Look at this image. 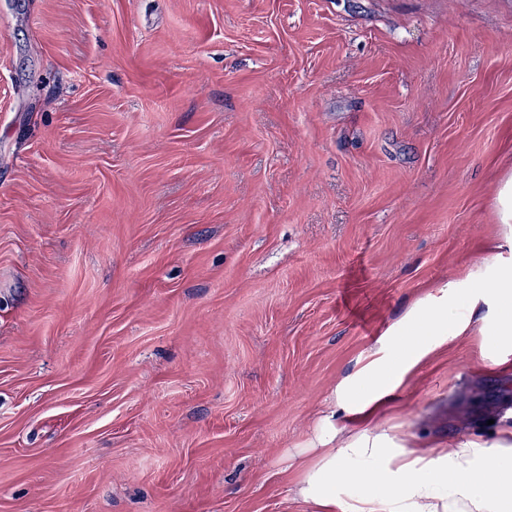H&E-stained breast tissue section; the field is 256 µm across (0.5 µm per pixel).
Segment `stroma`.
I'll list each match as a JSON object with an SVG mask.
<instances>
[{"instance_id":"stroma-1","label":"stroma","mask_w":512,"mask_h":512,"mask_svg":"<svg viewBox=\"0 0 512 512\" xmlns=\"http://www.w3.org/2000/svg\"><path fill=\"white\" fill-rule=\"evenodd\" d=\"M509 178L512 0H0V512H318L317 449L496 442L486 303L337 404L512 265ZM488 298L495 308L496 336L512 340V269H502L491 280H470L469 288L448 285V302H431L400 322L393 332L396 364L403 373L423 356V349L434 336L454 339L468 328L479 300ZM395 364V365H396ZM395 366L386 362L372 360L363 370V381L360 384L361 393L346 391L342 398V406L351 411H362L371 403L386 396L391 389V374Z\"/></svg>"}]
</instances>
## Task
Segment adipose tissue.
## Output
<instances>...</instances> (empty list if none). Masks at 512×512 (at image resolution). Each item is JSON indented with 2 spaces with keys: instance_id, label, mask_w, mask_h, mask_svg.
<instances>
[{
  "instance_id": "adipose-tissue-1",
  "label": "adipose tissue",
  "mask_w": 512,
  "mask_h": 512,
  "mask_svg": "<svg viewBox=\"0 0 512 512\" xmlns=\"http://www.w3.org/2000/svg\"><path fill=\"white\" fill-rule=\"evenodd\" d=\"M482 299L495 308L497 336L511 341L510 268L492 279L449 289L447 301L428 303L400 322L394 329L395 364L369 362L359 391H346L343 407L360 411L386 396L393 370L405 373L417 365L431 338L464 333ZM342 486L359 491L353 512H512V443L487 447L471 442L416 456L363 435L319 456L296 493L321 512H334L336 490Z\"/></svg>"
}]
</instances>
